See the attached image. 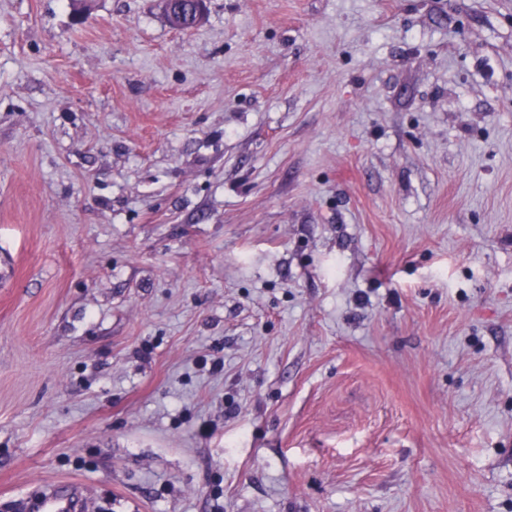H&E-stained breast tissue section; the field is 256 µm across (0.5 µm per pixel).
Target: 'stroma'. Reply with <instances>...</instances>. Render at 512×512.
<instances>
[{
  "mask_svg": "<svg viewBox=\"0 0 512 512\" xmlns=\"http://www.w3.org/2000/svg\"><path fill=\"white\" fill-rule=\"evenodd\" d=\"M512 512V0H0V512ZM72 492L63 494L56 485L46 484L35 495L37 510L43 512H76L88 505L82 496L80 485L74 484Z\"/></svg>",
  "mask_w": 512,
  "mask_h": 512,
  "instance_id": "1",
  "label": "stroma"
}]
</instances>
